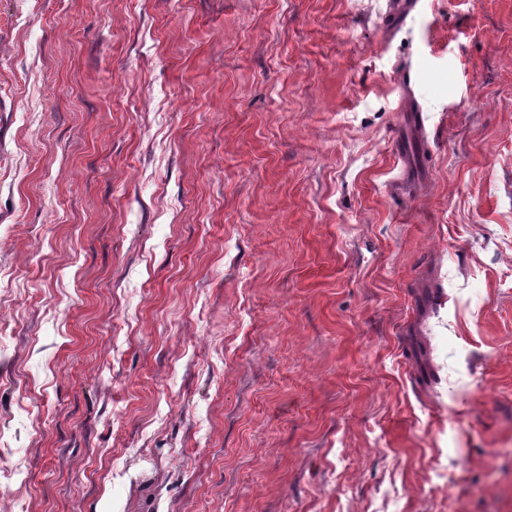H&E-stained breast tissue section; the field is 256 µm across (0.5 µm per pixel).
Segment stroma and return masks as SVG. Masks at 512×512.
Listing matches in <instances>:
<instances>
[{
    "label": "stroma",
    "instance_id": "obj_1",
    "mask_svg": "<svg viewBox=\"0 0 512 512\" xmlns=\"http://www.w3.org/2000/svg\"><path fill=\"white\" fill-rule=\"evenodd\" d=\"M390 10L0 0V512H512V0Z\"/></svg>",
    "mask_w": 512,
    "mask_h": 512
}]
</instances>
